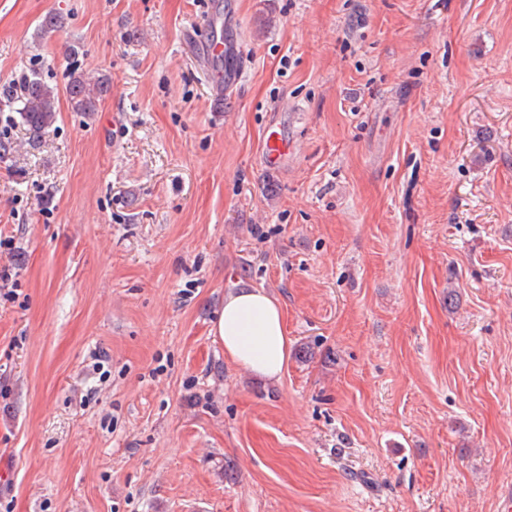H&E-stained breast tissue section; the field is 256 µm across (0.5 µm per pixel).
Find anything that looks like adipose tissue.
<instances>
[{"instance_id":"ef3b65f1","label":"adipose tissue","mask_w":512,"mask_h":512,"mask_svg":"<svg viewBox=\"0 0 512 512\" xmlns=\"http://www.w3.org/2000/svg\"><path fill=\"white\" fill-rule=\"evenodd\" d=\"M211 333L231 362L258 377L279 378L288 356V333L281 306L263 290L227 294Z\"/></svg>"}]
</instances>
